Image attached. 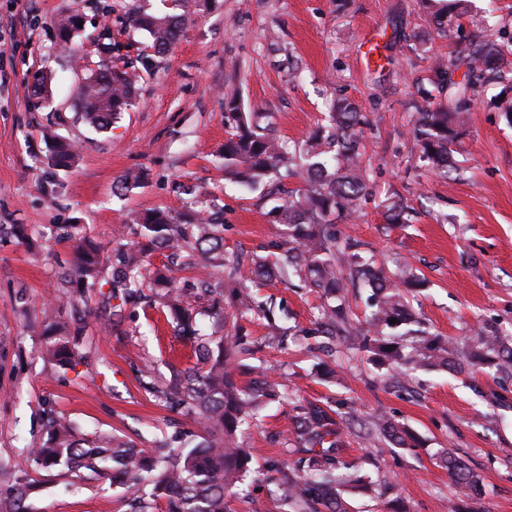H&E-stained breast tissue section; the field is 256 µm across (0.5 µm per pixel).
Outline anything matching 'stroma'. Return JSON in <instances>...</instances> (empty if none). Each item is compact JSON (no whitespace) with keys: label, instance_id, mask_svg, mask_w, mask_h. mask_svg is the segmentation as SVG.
Instances as JSON below:
<instances>
[{"label":"stroma","instance_id":"35a3bbf8","mask_svg":"<svg viewBox=\"0 0 512 512\" xmlns=\"http://www.w3.org/2000/svg\"><path fill=\"white\" fill-rule=\"evenodd\" d=\"M163 12L167 0H0V491L27 476L32 512H127L128 491L108 480L37 471L29 448L46 443V419H70L84 435L108 433L151 449L197 421L171 412L136 377L157 380L192 366L159 302L142 299L99 319L98 294L85 297L75 370L59 371L41 354L46 310L70 322L73 290L63 281L74 247L88 238L111 254L117 226L148 210L224 209V246L260 252L283 240L270 214L276 197L226 179L222 148L234 127L226 100L261 112L281 140L304 144L325 124L336 98L354 101L368 124L363 163L368 186L357 218L336 219L338 237L364 243L388 267H412L427 286L411 305L430 332L462 340L482 320L512 333V79L483 85L466 109L455 147L457 168L441 176L423 160L412 130L414 103L445 102L434 65L464 59L473 43L512 32V0H460L438 33L422 0H193L184 35L137 84L132 106L112 126H86L74 106L85 61H99L104 37L133 49L145 32L125 25L137 7ZM78 17L72 50L52 37L57 22ZM48 72L50 101L30 95ZM71 142L75 163L50 172L47 132ZM408 205L388 224L387 199ZM312 327L321 312L308 288L267 285L251 291ZM226 333L242 325L262 343L269 377L300 399L336 401L341 413L384 414L419 437V448L379 451L345 436L342 455L372 491L349 489L353 512H382L401 498L406 512H449L459 492L436 463L448 448L477 475L476 512H512V380L480 371L413 373L406 388L387 386L366 352L340 342L317 375L319 354L303 342L265 344L263 320L228 305ZM292 408L263 407L243 438L253 470L282 458Z\"/></svg>","mask_w":512,"mask_h":512}]
</instances>
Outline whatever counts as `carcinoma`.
Masks as SVG:
<instances>
[{"mask_svg":"<svg viewBox=\"0 0 512 512\" xmlns=\"http://www.w3.org/2000/svg\"><path fill=\"white\" fill-rule=\"evenodd\" d=\"M180 14L136 11L129 21L149 34L151 53L139 54L142 71L154 65L157 56L168 53L179 41L189 16V0H172ZM512 36L502 31L497 39L477 46L469 55L463 80L447 78L444 64L435 67L440 88L453 87L448 104L421 105L413 129L414 139L425 159L444 174L453 169V146L462 122V99L491 79L493 59ZM139 75L119 56L90 70L77 89L75 106L80 119L98 130L108 128L131 104ZM235 127L224 141V174L243 187L256 189L272 174L304 181L300 188L283 190L285 203L273 208L287 225L288 240L277 245L278 261L269 264L224 248V224L219 212L183 220L164 211H150L135 223L124 225L122 233L142 240L138 249L123 246L112 251V291L109 298L134 304L142 298L134 272L140 268L147 247L165 249L186 266H202L192 288L202 296L221 295L227 288H239L252 278L258 283L277 279L284 284L297 280L321 292L324 302L313 336H321L318 347L328 349L336 337L348 333L359 349L369 353L380 369L395 371L444 367L460 373L486 366L495 373L512 377V336L479 322L469 337L457 345L451 339L429 332L415 319L407 293L422 282L405 266L390 274L372 255L362 254V243L336 236L328 216L334 212L350 218L357 215L367 189V174L360 153L361 128L366 116L347 98L333 104L329 130L298 148H286L280 140L261 130L255 115L240 111L234 98L225 103ZM390 224L403 220L408 206L402 199L385 205ZM101 255L90 241L75 246V263L70 276L82 291L100 287ZM363 285L372 291L371 311L362 326L347 331L349 312L341 295L343 281ZM161 304L180 337L190 345L195 365L174 376L159 389L152 368L140 370L142 385L157 394L172 411H185L197 418L205 432L204 441L192 443L180 438L179 445L166 441L151 452L112 435L86 438L63 418L53 420L48 443L27 449L34 469L61 467L70 472L85 470L105 476L112 484L132 491L130 512H151L162 501L164 512H230L228 499L241 494L239 484L250 470V452L239 445L238 434L249 424L267 400L288 399L264 380L240 386L234 375L241 361L252 358L258 348L236 336L224 343V309L213 307V331L202 336L196 329L195 309L185 289H171L160 297ZM246 307L267 321L271 335H280L279 315L274 306L246 299ZM48 319L55 333L43 348V356L61 369L73 367L78 337ZM396 323H390V320ZM291 432L308 458L289 469L279 463L268 468L276 472L277 500L302 512H350L342 497L347 486L362 487L361 475L340 455L342 427L333 409L311 404L295 417ZM382 436L395 446L407 445L405 430L383 416L363 425L362 438ZM448 477L464 494L477 482L461 459L446 451L438 455ZM27 481L20 478L7 492H0V512H29Z\"/></svg>","mask_w":512,"mask_h":512,"instance_id":"carcinoma-1","label":"carcinoma"}]
</instances>
